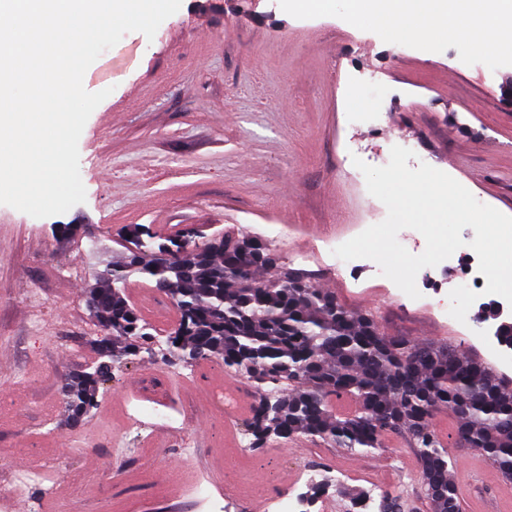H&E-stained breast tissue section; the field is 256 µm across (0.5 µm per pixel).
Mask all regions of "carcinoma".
<instances>
[{"mask_svg": "<svg viewBox=\"0 0 512 512\" xmlns=\"http://www.w3.org/2000/svg\"><path fill=\"white\" fill-rule=\"evenodd\" d=\"M151 251L144 245L113 263L111 279L89 290L94 316L110 332L100 347L112 350V361L162 344L185 361L221 358L268 386L249 423L258 444L308 435L370 450L381 448L387 432L404 431L422 462L433 512H459L448 448L433 428L442 410L457 420L459 441L512 477V388L483 363L460 350L383 335L254 237L224 234L193 246L184 235L157 256ZM136 273L154 280L179 312L163 341L124 296ZM107 372L104 365L69 385L74 421L94 407ZM340 397L357 410L337 413Z\"/></svg>", "mask_w": 512, "mask_h": 512, "instance_id": "obj_1", "label": "carcinoma"}]
</instances>
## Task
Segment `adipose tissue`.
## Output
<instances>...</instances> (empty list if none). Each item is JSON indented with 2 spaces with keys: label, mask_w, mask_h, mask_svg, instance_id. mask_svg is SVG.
<instances>
[{
  "label": "adipose tissue",
  "mask_w": 512,
  "mask_h": 512,
  "mask_svg": "<svg viewBox=\"0 0 512 512\" xmlns=\"http://www.w3.org/2000/svg\"><path fill=\"white\" fill-rule=\"evenodd\" d=\"M288 7L304 14L343 12L396 44L407 38L426 46L457 40L447 0H288Z\"/></svg>",
  "instance_id": "adipose-tissue-1"
}]
</instances>
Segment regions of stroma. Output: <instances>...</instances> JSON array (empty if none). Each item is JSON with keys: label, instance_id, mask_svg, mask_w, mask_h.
I'll return each mask as SVG.
<instances>
[{"label": "stroma", "instance_id": "35a3bbf8", "mask_svg": "<svg viewBox=\"0 0 512 512\" xmlns=\"http://www.w3.org/2000/svg\"><path fill=\"white\" fill-rule=\"evenodd\" d=\"M262 84L263 95L253 87ZM87 91L108 90L80 136L84 203L35 218L0 204V512H194L192 491L210 480L212 508L222 512L226 485L243 492L237 512H272L248 490L274 483L276 495L300 496L304 512H350L380 491L400 512H433L422 465L409 438L385 436L379 450L358 453L300 435L252 446L250 412L225 445L221 359L186 364L140 353L112 368L97 404L77 425L65 407L66 384L100 360L101 328L87 292L113 261L135 249L126 229L145 228L152 245L194 231L196 243L227 232L261 234L282 261L306 255L302 271L349 312L371 318L386 336L448 346L489 363L480 333L491 319L471 306L469 335L431 310L429 280L419 299L397 295L368 262L353 275L330 269L324 238L351 239L379 223L378 199L359 188L346 148L380 166L400 140L430 166L457 180L481 203L512 216V69L471 59L461 48L393 45L344 14H298L286 0H182L154 38L130 32L87 69ZM361 88L369 125L346 97ZM77 224L74 235L58 232ZM185 383L147 401L149 371ZM159 414L156 431H203L192 456L151 447L152 466L130 455L154 431L127 418L132 404ZM450 477L460 512H512V479L480 452L449 443ZM74 480L32 483L13 492L17 474L52 457ZM342 470L339 482L315 491L307 469Z\"/></svg>", "mask_w": 512, "mask_h": 512}]
</instances>
